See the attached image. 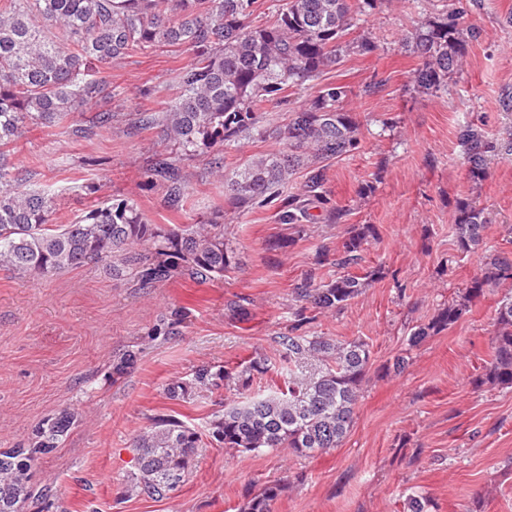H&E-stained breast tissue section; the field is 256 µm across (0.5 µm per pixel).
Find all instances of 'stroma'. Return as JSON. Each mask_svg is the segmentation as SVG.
I'll list each match as a JSON object with an SVG mask.
<instances>
[{
	"mask_svg": "<svg viewBox=\"0 0 512 512\" xmlns=\"http://www.w3.org/2000/svg\"><path fill=\"white\" fill-rule=\"evenodd\" d=\"M430 9V0H384L366 23L377 51L326 72L325 81L350 90L345 107L359 120L361 148L332 160L328 171L331 202L347 211L344 223L310 225L300 239L279 222L277 204L227 206L224 180L209 174L203 155L185 163L186 210L165 207L164 191L148 173L164 132L132 120L157 114L179 94L189 51L166 48L113 64L112 96L96 109L114 119L93 138L73 136L83 120L78 113L28 133L12 157L14 170L27 187L61 191L56 223H72L111 195L135 199L151 224L217 216L237 246L238 264L220 281L178 277L146 288L107 263L49 278L0 269V449L26 443L61 410L76 414L32 476L49 497L26 503L23 512H239L250 494L275 482L287 489L273 512H403L412 494L428 497L430 512H512V388L474 385L490 359L498 303L512 284L486 287L450 329L409 344L413 329L480 272L478 257L459 251L451 228L458 199L484 208L488 253L512 258V157L490 158L476 184L457 140L466 121L499 139L512 136V115L502 108L512 97V0H480L470 16L480 36L455 84L436 95L414 89L420 61L401 41ZM373 83L378 91L367 93ZM366 183L373 191L364 195ZM353 224L374 225L364 256L383 275L341 311L303 327L309 336L362 339L372 351L341 447L312 458L285 448L203 447L171 497L131 493L139 432L165 415L206 432L236 398L223 391L174 401L168 385L198 366L233 364L255 352L278 360L298 307L295 283L320 247H341ZM275 240L287 248L269 251ZM237 304L248 320L234 315ZM176 309L188 314L179 335H154ZM129 350L137 351L136 364L113 378V363ZM398 355L408 357L406 370L385 375L382 365Z\"/></svg>",
	"mask_w": 512,
	"mask_h": 512,
	"instance_id": "stroma-1",
	"label": "stroma"
}]
</instances>
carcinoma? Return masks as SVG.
Instances as JSON below:
<instances>
[{"label": "carcinoma", "mask_w": 512, "mask_h": 512, "mask_svg": "<svg viewBox=\"0 0 512 512\" xmlns=\"http://www.w3.org/2000/svg\"><path fill=\"white\" fill-rule=\"evenodd\" d=\"M378 0H283L273 19L254 18L257 0H0V267L18 275L51 277L89 264L122 258L140 286L187 276L198 283L221 281L237 265L224 237V224L201 219L163 228L146 221L131 198L102 201L70 224L53 223L58 193L23 189L10 174V152L33 127L88 112L112 89V64L136 54L178 47L192 52L179 72L181 93L160 115L168 145L155 154L151 180L164 190V205L180 211L189 199L183 162L208 155L224 177L225 198L239 209L279 200L294 175L305 173L301 190L280 205L279 219L297 236L306 235L309 206L325 207L328 224H341L346 210L330 205L328 161L360 148V123L343 102L346 86L328 82L288 124L266 125L264 106L284 105L287 91L321 78L324 70L352 55L378 49L365 34L351 35L356 17L368 16ZM442 8L402 38L420 58L412 81L418 91L448 90L479 31L469 10ZM98 112L89 125L73 129L84 137L112 123ZM273 137L282 147L254 154L226 169L227 154L246 139ZM458 140L469 179L486 176L489 158L511 156L512 138L494 139L466 125ZM458 248L473 253L484 242V209L461 198L452 215ZM376 234L371 224L351 227L340 249H322L316 267L294 286L302 306L295 325L282 337L279 368L257 354L234 366H201L186 382L167 387L173 400L195 392L250 391L244 401L224 406L208 431L210 443L237 452L286 448L299 457L337 448L350 431L372 351L361 339L338 340L300 333L307 312H334L358 297L382 274L375 268L352 272L364 245ZM342 273L326 277L324 265ZM512 281V259L495 256L484 263L463 296L438 310L433 321L416 328L417 346L451 328L469 311L484 288ZM491 359L476 387H512V293L499 302L490 338ZM280 375L285 388L254 387ZM73 424L67 410L42 425L26 446L0 452V512H20L35 497L32 469L51 453ZM202 435L172 416L155 419L136 435L137 472L132 488L163 498L171 480L183 484L192 472ZM285 485L272 483L247 498L242 512H272Z\"/></svg>", "instance_id": "1"}]
</instances>
